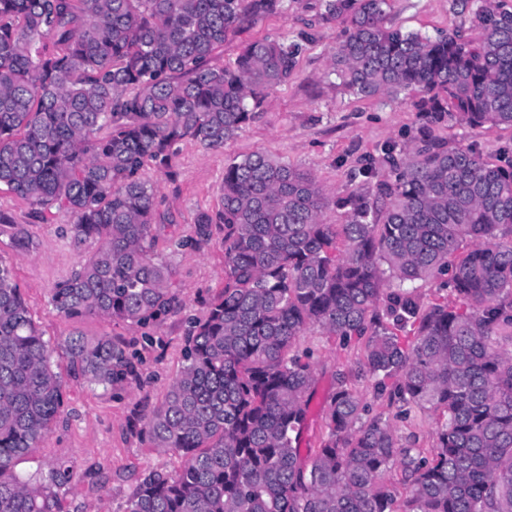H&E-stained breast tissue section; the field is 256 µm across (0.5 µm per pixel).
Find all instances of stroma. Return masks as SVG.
Returning <instances> with one entry per match:
<instances>
[{
	"label": "stroma",
	"mask_w": 512,
	"mask_h": 512,
	"mask_svg": "<svg viewBox=\"0 0 512 512\" xmlns=\"http://www.w3.org/2000/svg\"><path fill=\"white\" fill-rule=\"evenodd\" d=\"M320 4L321 0H281L277 10L229 33L213 54V65L232 64L245 45L269 37L297 46L292 77L222 148L206 149L185 140L177 146L171 174L151 166L145 170L159 201L152 226L154 253L171 267L177 296L168 314L145 326L94 315L70 320L59 314L52 305V290L78 269L93 245L75 242L67 211H40L0 189V260L14 266L29 311L55 348V360L66 362L62 342L68 334L80 332L111 336L131 362L126 379L109 388L63 372V410L38 448L17 467L21 475L44 477L56 464L70 466L74 480L57 490L64 512H125L143 474L167 473L180 465L174 453L152 447L142 428L182 370L189 319L204 317L208 302L224 286L223 225H211L209 239L201 245L192 240L199 216L215 214L221 207L225 165L265 152L311 172L330 201L324 222L340 224L345 214L335 201L361 187L358 171L368 163H381L389 147L414 145L427 127L417 96L361 99L341 86L331 72L330 58L343 26L323 21ZM386 18L391 26L430 36L467 23L459 0H388ZM431 129L448 144L472 146L491 160L512 155L510 130L474 131L453 121ZM296 350L311 353L316 386L302 447L317 448L325 432L323 410L342 378L357 392L368 417L388 423L401 443L431 451L437 415L420 410L402 414L398 402L378 395L364 367L363 343L345 344L313 327Z\"/></svg>",
	"instance_id": "1"
}]
</instances>
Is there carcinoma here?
Segmentation results:
<instances>
[{"label":"carcinoma","instance_id":"cac0c4a2","mask_svg":"<svg viewBox=\"0 0 512 512\" xmlns=\"http://www.w3.org/2000/svg\"><path fill=\"white\" fill-rule=\"evenodd\" d=\"M275 0H0V186L41 209H65L95 249L53 288L68 319L146 325L171 311L172 270L156 259L151 163L167 172L190 139L218 149L288 82L295 47L249 43L229 66L209 58ZM345 24L331 71L360 98L421 95L427 124L512 130V8L480 0L466 29L434 37L388 25L387 0H322ZM367 189L336 200L263 152L224 167V288L187 336L184 365L147 417L151 445L182 459L150 471L126 512H512V162L425 133L361 172ZM454 301L423 307L419 281ZM395 282L398 288L388 284ZM384 308H379V305ZM311 325L365 341L380 392L442 415L432 457L365 418L338 381L311 456L300 436L314 370L290 354ZM74 374L110 386L128 373L106 335L64 339ZM53 349L0 261V512H61L47 481L17 464L49 433L65 385ZM400 464L402 504L382 481Z\"/></svg>","mask_w":512,"mask_h":512}]
</instances>
